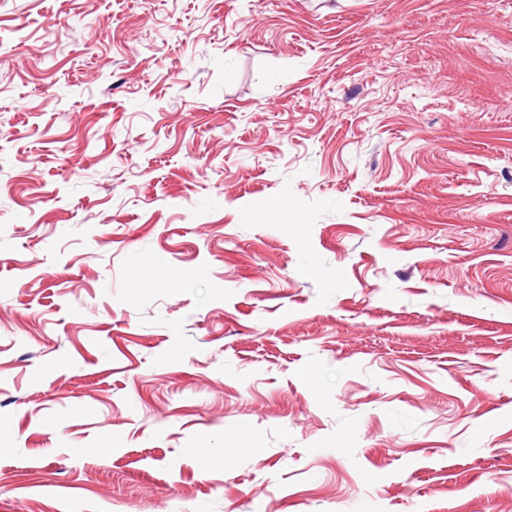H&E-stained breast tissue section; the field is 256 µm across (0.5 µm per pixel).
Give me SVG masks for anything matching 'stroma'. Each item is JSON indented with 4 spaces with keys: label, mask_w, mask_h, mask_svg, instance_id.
<instances>
[{
    "label": "stroma",
    "mask_w": 512,
    "mask_h": 512,
    "mask_svg": "<svg viewBox=\"0 0 512 512\" xmlns=\"http://www.w3.org/2000/svg\"><path fill=\"white\" fill-rule=\"evenodd\" d=\"M0 512H512V0H0Z\"/></svg>",
    "instance_id": "1"
}]
</instances>
